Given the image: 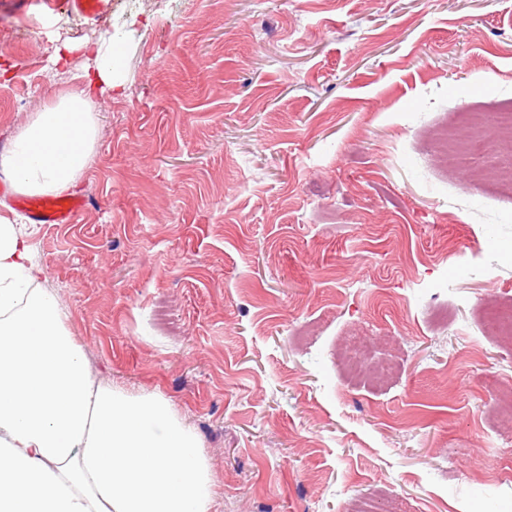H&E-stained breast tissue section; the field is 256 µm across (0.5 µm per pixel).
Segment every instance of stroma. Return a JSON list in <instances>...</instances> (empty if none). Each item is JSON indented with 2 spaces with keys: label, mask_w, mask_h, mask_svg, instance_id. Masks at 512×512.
<instances>
[{
  "label": "stroma",
  "mask_w": 512,
  "mask_h": 512,
  "mask_svg": "<svg viewBox=\"0 0 512 512\" xmlns=\"http://www.w3.org/2000/svg\"><path fill=\"white\" fill-rule=\"evenodd\" d=\"M108 37L86 208L0 198L91 374L169 403L211 512H512V0H0V158ZM16 208L26 213L36 224H72L85 201L66 196H19Z\"/></svg>",
  "instance_id": "stroma-1"
}]
</instances>
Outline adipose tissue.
<instances>
[{"mask_svg":"<svg viewBox=\"0 0 512 512\" xmlns=\"http://www.w3.org/2000/svg\"><path fill=\"white\" fill-rule=\"evenodd\" d=\"M78 93L37 112L0 160L16 190L75 187L92 156L93 98L120 87L112 40L85 45ZM19 225L0 219V512H210L196 436L157 396L97 381Z\"/></svg>","mask_w":512,"mask_h":512,"instance_id":"ef3b65f1","label":"adipose tissue"}]
</instances>
